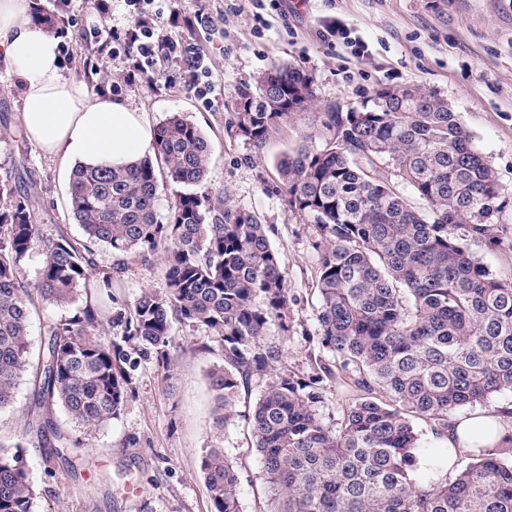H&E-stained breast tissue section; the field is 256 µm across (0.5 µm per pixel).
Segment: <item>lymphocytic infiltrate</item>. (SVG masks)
<instances>
[{
	"mask_svg": "<svg viewBox=\"0 0 512 512\" xmlns=\"http://www.w3.org/2000/svg\"><path fill=\"white\" fill-rule=\"evenodd\" d=\"M119 1L130 19L127 29L100 27V19L111 16ZM93 13L94 20L80 28L82 39L93 45L99 55L125 62L124 69L110 83L112 93H121L140 81H152L158 73V63L163 61L179 71L186 87L198 98L204 100L210 95L209 69L203 57L193 47L177 43L168 35L169 28L192 26L191 16L169 6L168 0H93Z\"/></svg>",
	"mask_w": 512,
	"mask_h": 512,
	"instance_id": "lymphocytic-infiltrate-1",
	"label": "lymphocytic infiltrate"
}]
</instances>
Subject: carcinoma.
I'll use <instances>...</instances> for the list:
<instances>
[{
  "instance_id": "obj_1",
  "label": "carcinoma",
  "mask_w": 512,
  "mask_h": 512,
  "mask_svg": "<svg viewBox=\"0 0 512 512\" xmlns=\"http://www.w3.org/2000/svg\"><path fill=\"white\" fill-rule=\"evenodd\" d=\"M249 103L233 113L235 134L254 147L314 98L311 78L282 65L246 85ZM372 96L358 112L319 113L321 147L278 161L289 210L314 223L319 254L316 321L331 362L307 381L276 372L281 347L271 326L291 331L289 297L272 228L250 212L199 194L212 146L183 115L153 130L154 157L113 169L79 164L70 178L71 215L84 240L59 227L42 232L36 192L0 178V410L22 380L27 410L16 441L0 444V512H34L37 492L25 449L44 462L77 445L56 424L95 432L134 394L135 371L153 359L168 370L172 318L202 348L219 342L224 363L207 374L215 442L200 468L211 512H241L236 465L220 436L236 416L240 389L268 373L251 415L254 448L269 493L268 512H512V447L473 449L454 476L442 467L416 478V422L441 435L448 413L512 391V284L491 272L478 250H512L497 172L474 145L448 101L418 86ZM183 187L159 220L156 165ZM421 206L410 203L404 191ZM163 261L166 289L144 288L112 307V268ZM41 256L36 282L22 265ZM43 345L30 351L32 318ZM118 328L108 334L101 322ZM340 380L359 392L332 430L316 412L319 384ZM384 392L388 400L375 397Z\"/></svg>"
}]
</instances>
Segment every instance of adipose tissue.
<instances>
[{"label": "adipose tissue", "mask_w": 512, "mask_h": 512, "mask_svg": "<svg viewBox=\"0 0 512 512\" xmlns=\"http://www.w3.org/2000/svg\"><path fill=\"white\" fill-rule=\"evenodd\" d=\"M28 10V0H0V49L22 85L26 138L66 168L136 162L153 143L142 114L107 97L90 98L84 82L65 78L57 38L28 21ZM501 437L496 420L477 408L452 421L441 441L452 463L459 452Z\"/></svg>", "instance_id": "adipose-tissue-1"}]
</instances>
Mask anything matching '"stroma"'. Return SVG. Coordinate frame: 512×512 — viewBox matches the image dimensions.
Wrapping results in <instances>:
<instances>
[{"label": "stroma", "mask_w": 512, "mask_h": 512, "mask_svg": "<svg viewBox=\"0 0 512 512\" xmlns=\"http://www.w3.org/2000/svg\"><path fill=\"white\" fill-rule=\"evenodd\" d=\"M39 5L42 13L59 17V0H39ZM178 6L214 19L206 27L170 32L173 40L194 45L205 57L213 106L165 74L128 88L119 101L143 112L153 127L175 113L196 123L213 147L198 193L224 196L233 208L274 226L271 244L293 298V329L284 336L270 328L266 340L282 346L281 370L310 378L323 354L315 320V228L289 211L278 160L299 146H320L316 115L328 106L357 107L380 87L415 85L448 100L496 169L503 195L512 199V0H288L287 9L261 11L254 0H179ZM328 18L344 23L353 38L367 44V53L355 55L340 39L322 40L319 30ZM57 28L74 56L63 76L84 81L91 95L99 96L105 75L123 69L122 59L94 55L79 27L60 17ZM276 63L307 73L314 99L257 149L231 130L236 90ZM22 105L17 79L0 58V134L6 136L0 141V176L12 173L21 190L36 187L51 224L80 237L70 215L69 172L25 141ZM145 288L164 290L160 263L133 265L112 276V296L119 303L131 302ZM172 334L170 373L155 362H142L133 397L108 426L49 466L38 449H29L31 477L40 491L36 512H210L200 469L214 439L206 373L222 363V349L215 342L198 348L178 323ZM265 382L257 375L241 390L237 415L221 437L225 454L238 465L242 512L266 508L250 434L253 406Z\"/></svg>", "instance_id": "1"}]
</instances>
